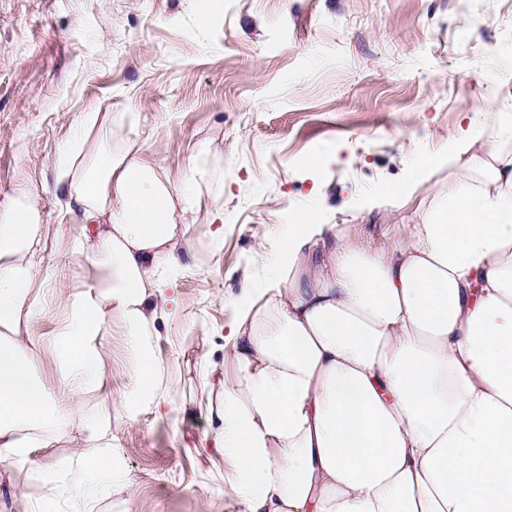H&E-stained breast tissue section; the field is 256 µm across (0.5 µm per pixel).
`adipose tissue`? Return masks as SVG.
<instances>
[{
  "label": "adipose tissue",
  "instance_id": "obj_1",
  "mask_svg": "<svg viewBox=\"0 0 512 512\" xmlns=\"http://www.w3.org/2000/svg\"><path fill=\"white\" fill-rule=\"evenodd\" d=\"M54 181L87 261L78 284L40 274L49 235L30 183L0 201V459L79 447L98 492L134 494L112 431L163 416L179 394L153 339L171 303L158 270L177 259L183 220L205 207L208 144L172 182L111 113L91 112ZM448 169L411 220L336 229L288 225L273 275L242 289L200 406L237 512H512V115L470 117L449 136ZM65 316L30 328L45 290ZM120 326L133 366L112 391L105 336ZM57 359L50 390L35 368Z\"/></svg>",
  "mask_w": 512,
  "mask_h": 512
}]
</instances>
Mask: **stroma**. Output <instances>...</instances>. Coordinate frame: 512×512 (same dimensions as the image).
I'll return each mask as SVG.
<instances>
[{
  "label": "stroma",
  "mask_w": 512,
  "mask_h": 512,
  "mask_svg": "<svg viewBox=\"0 0 512 512\" xmlns=\"http://www.w3.org/2000/svg\"><path fill=\"white\" fill-rule=\"evenodd\" d=\"M512 102V0H0V198L30 180L51 226L43 272L84 280L53 162L86 113L122 119L174 183L213 141L206 210L162 271L174 298L154 347L185 411L113 431L135 496L97 512H235L224 462L200 463L201 371L241 289L271 270L285 226L403 224L383 195L468 112ZM42 475L0 460V512L38 503Z\"/></svg>",
  "instance_id": "1"
}]
</instances>
